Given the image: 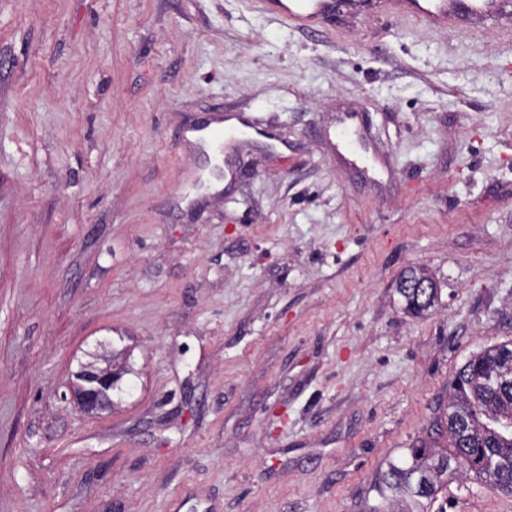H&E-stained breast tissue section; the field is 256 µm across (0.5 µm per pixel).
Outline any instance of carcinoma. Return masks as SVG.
Returning <instances> with one entry per match:
<instances>
[{"instance_id":"carcinoma-1","label":"carcinoma","mask_w":512,"mask_h":512,"mask_svg":"<svg viewBox=\"0 0 512 512\" xmlns=\"http://www.w3.org/2000/svg\"><path fill=\"white\" fill-rule=\"evenodd\" d=\"M403 277L413 281L397 287L409 312L422 316L436 306L439 288L431 277L414 269ZM441 422L449 449L414 443L406 457L388 462L374 487L378 499L406 504L401 512H429L442 486L456 476L512 495V342L466 361L452 382Z\"/></svg>"}]
</instances>
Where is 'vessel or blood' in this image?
Masks as SVG:
<instances>
[{"label":"vessel or blood","mask_w":512,"mask_h":512,"mask_svg":"<svg viewBox=\"0 0 512 512\" xmlns=\"http://www.w3.org/2000/svg\"><path fill=\"white\" fill-rule=\"evenodd\" d=\"M399 3L411 16L431 25L474 15L486 16L498 25L512 23V0H399ZM380 5L381 0H266L265 8L278 16L313 22L346 10L372 15Z\"/></svg>","instance_id":"obj_1"}]
</instances>
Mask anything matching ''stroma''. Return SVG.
Returning <instances> with one entry per match:
<instances>
[{
    "label": "stroma",
    "instance_id": "obj_1",
    "mask_svg": "<svg viewBox=\"0 0 512 512\" xmlns=\"http://www.w3.org/2000/svg\"><path fill=\"white\" fill-rule=\"evenodd\" d=\"M220 113L252 123L229 175L181 144ZM510 341L512 31L0 0V512H366ZM124 348L135 391L82 412L79 363ZM403 278L414 281L410 288H402L400 281ZM424 286V288H420ZM398 294L404 299L406 309L417 316L428 313L439 301V288L435 281L421 270L409 269L401 275L397 288Z\"/></svg>",
    "mask_w": 512,
    "mask_h": 512
}]
</instances>
